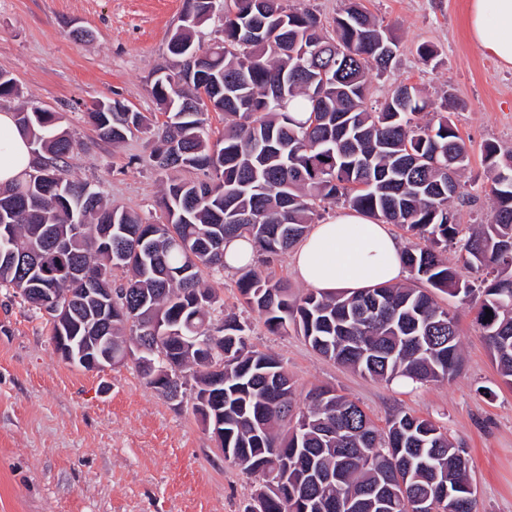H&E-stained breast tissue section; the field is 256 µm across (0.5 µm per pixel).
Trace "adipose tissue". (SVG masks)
<instances>
[{"mask_svg": "<svg viewBox=\"0 0 512 512\" xmlns=\"http://www.w3.org/2000/svg\"><path fill=\"white\" fill-rule=\"evenodd\" d=\"M468 30L485 54L512 66V0H468ZM35 163L28 135L14 113L0 112V187L24 180ZM402 246L388 225L347 208L313 225L293 250L298 279L326 294L352 293L406 277Z\"/></svg>", "mask_w": 512, "mask_h": 512, "instance_id": "ef3b65f1", "label": "adipose tissue"}]
</instances>
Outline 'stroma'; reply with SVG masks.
Here are the masks:
<instances>
[{"label": "stroma", "mask_w": 512, "mask_h": 512, "mask_svg": "<svg viewBox=\"0 0 512 512\" xmlns=\"http://www.w3.org/2000/svg\"><path fill=\"white\" fill-rule=\"evenodd\" d=\"M468 0H362L389 24L398 52L374 78L376 100L401 83L447 102L469 148L463 179L484 172L483 149L512 152V67L484 55L467 31ZM182 0H0V70L18 97L0 109L35 104L63 113L83 150L68 160L71 178L106 202L156 209L166 174L148 161L150 134L100 141L88 119L94 104L117 98L157 113L155 71L173 69L168 42ZM431 46L423 63L417 49ZM238 273L210 276L223 313L248 325V343L277 357L295 387L297 407L316 386L355 401L378 429L393 415L426 417L467 452L477 512H512V387L506 386L475 321L476 306L438 294L456 314L463 364L452 381L406 391L317 354L297 332H270L244 307ZM255 480L225 461L192 410L173 408L133 365L88 371L56 351L49 317L0 288V512H244Z\"/></svg>", "instance_id": "stroma-1"}]
</instances>
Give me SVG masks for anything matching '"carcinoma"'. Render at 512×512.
Masks as SVG:
<instances>
[{
    "label": "carcinoma",
    "instance_id": "obj_1",
    "mask_svg": "<svg viewBox=\"0 0 512 512\" xmlns=\"http://www.w3.org/2000/svg\"><path fill=\"white\" fill-rule=\"evenodd\" d=\"M214 19L222 26L217 40L195 43V28ZM180 46L203 54L205 86L183 87L180 69L154 79L151 94L166 120L117 99L97 102L88 118L103 142L120 143L134 129L152 133L154 168L204 178L167 180L156 217L108 206L68 174L66 158L81 144L63 128L62 113L19 109L38 163L0 190V288L20 296L54 288L70 307L63 331L110 336L115 357L135 346L151 351L171 379L160 384L139 367L146 384L224 423V460L258 483L259 508L246 512H414L420 498L439 512H471L465 450L440 426L404 412L382 436L358 404L328 387L311 389L296 410L281 361L249 346L236 317L213 323L223 304L203 273L224 270V240H252L257 257L239 269L238 288L268 330L291 327L322 356L387 383L453 379L457 319L435 292L475 301L511 387L512 153L485 145L480 188L493 210L480 231L462 234L451 201L461 196L468 147L447 101L437 106L409 84L372 99L371 73L393 65L398 45L390 25L359 0H347L330 26L284 0H183L182 25L168 43L181 59ZM212 112L231 118L218 134ZM337 204L417 240L402 251L415 285L290 295L266 272ZM54 239L66 248L55 250ZM450 249L481 273L479 284L457 276ZM74 262L98 287L113 288L112 312L102 313L69 278ZM118 269L129 276L114 287Z\"/></svg>",
    "mask_w": 512,
    "mask_h": 512
}]
</instances>
